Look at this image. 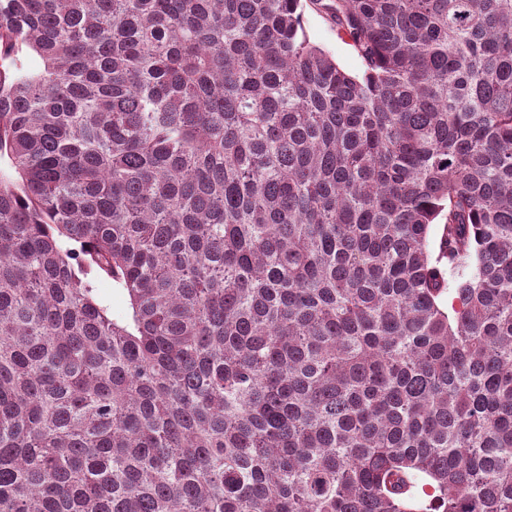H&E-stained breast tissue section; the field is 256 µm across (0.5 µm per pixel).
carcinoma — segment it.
<instances>
[{
	"mask_svg": "<svg viewBox=\"0 0 512 512\" xmlns=\"http://www.w3.org/2000/svg\"><path fill=\"white\" fill-rule=\"evenodd\" d=\"M1 163L0 512H512V0H0ZM303 27L309 40L325 49L336 63L352 75H362L363 63L347 38L336 33V26L323 15L305 7ZM97 296L100 302L108 308L111 314H120L126 310L125 296L118 285L111 279L100 277L94 281Z\"/></svg>",
	"mask_w": 512,
	"mask_h": 512,
	"instance_id": "1",
	"label": "carcinoma"
}]
</instances>
